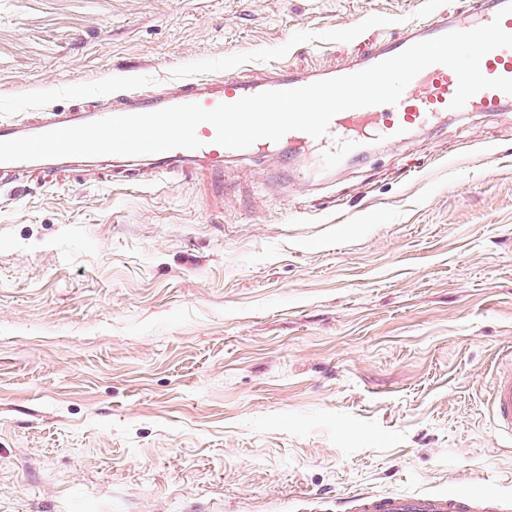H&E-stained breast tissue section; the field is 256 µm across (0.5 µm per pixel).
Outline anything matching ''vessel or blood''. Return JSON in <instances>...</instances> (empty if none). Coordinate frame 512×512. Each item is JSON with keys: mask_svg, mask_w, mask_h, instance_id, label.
I'll return each instance as SVG.
<instances>
[{"mask_svg": "<svg viewBox=\"0 0 512 512\" xmlns=\"http://www.w3.org/2000/svg\"><path fill=\"white\" fill-rule=\"evenodd\" d=\"M507 0H468L465 9L440 11L435 17L413 22L393 40L376 43L369 51L347 57L335 69L293 70L272 67L259 76L229 72L220 77L189 79L153 93L130 91L111 98L107 104H78L30 112L23 118L0 121V141L28 137L48 131L78 126L107 117L153 112L167 107L195 103L212 109L245 96L267 91L303 87L327 78L350 75L393 57L411 45L452 31H466L500 18L501 26L512 34V14H503ZM482 74L490 79H512V48L502 47L486 54ZM458 86L449 67L435 64L421 71L406 87L396 104L373 105L336 114L326 136L316 139L301 131H291L279 141L261 139L242 149V156L266 155L283 160L291 152H314L322 171L339 168L363 155L369 140L396 145L414 131L433 128L451 112L450 103ZM512 106V94L484 89L465 104L468 112H498ZM196 134L199 148H176L142 155L108 154L66 156L31 161L0 162V183L35 174L54 178L62 174L82 177L95 172L114 185L142 187L160 177H210L224 181V162L232 149L216 143L211 124H200ZM488 418L495 440L512 441V356L507 357L493 376L488 398ZM347 512H512V503L495 497L478 498L466 491L418 494H378L362 491L348 502Z\"/></svg>", "mask_w": 512, "mask_h": 512, "instance_id": "vessel-or-blood-1", "label": "vessel or blood"}]
</instances>
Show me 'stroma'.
<instances>
[{"instance_id":"1","label":"stroma","mask_w":512,"mask_h":512,"mask_svg":"<svg viewBox=\"0 0 512 512\" xmlns=\"http://www.w3.org/2000/svg\"><path fill=\"white\" fill-rule=\"evenodd\" d=\"M438 0H0V119L240 66L329 69ZM264 157L0 184V512L512 498V108L287 189ZM488 418L495 440L512 441V356L509 355L493 376L488 398Z\"/></svg>"}]
</instances>
